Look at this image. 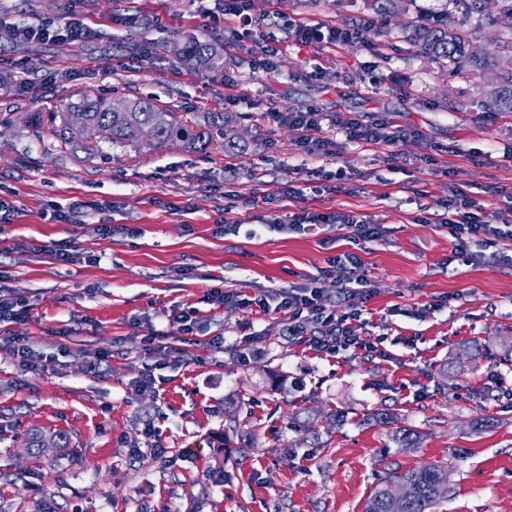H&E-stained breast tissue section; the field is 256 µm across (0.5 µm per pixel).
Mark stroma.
I'll return each instance as SVG.
<instances>
[{
    "label": "stroma",
    "mask_w": 512,
    "mask_h": 512,
    "mask_svg": "<svg viewBox=\"0 0 512 512\" xmlns=\"http://www.w3.org/2000/svg\"><path fill=\"white\" fill-rule=\"evenodd\" d=\"M229 4L0 0V200L13 210L0 223V267L27 304L0 337L28 339L47 359L27 372L0 348V512H362L381 479L425 465L451 472L434 512H512V223L500 259L478 266L452 259L440 222L452 187L497 220L512 195V113L487 111L482 83L402 41V25L446 14L448 0L387 17L370 0H246L249 32ZM63 14L93 38L9 37L11 25ZM298 18L363 41H290L271 70L253 69L268 25ZM186 34L223 45V73L179 62ZM230 82L239 99L228 105ZM89 87L117 104L153 98L210 138L201 149L105 142L88 155L31 128L28 113L61 111ZM285 105L327 112L324 154L305 153L275 118ZM350 117L414 135L357 144L338 127ZM75 201L73 222L55 218L54 205ZM304 209L350 212L386 234L353 243L333 224L276 231ZM63 242L71 261L52 253ZM348 252L364 263L356 326L373 352L319 353L275 308L211 300L216 288L253 298L306 284ZM174 308L202 320L183 344L190 363L157 370L155 390L136 393L147 339L168 331ZM94 350L112 355L105 375L86 371ZM150 423L159 439L145 435ZM37 427L68 447L32 454L23 438ZM402 429L419 435L416 447L396 441Z\"/></svg>",
    "instance_id": "35a3bbf8"
}]
</instances>
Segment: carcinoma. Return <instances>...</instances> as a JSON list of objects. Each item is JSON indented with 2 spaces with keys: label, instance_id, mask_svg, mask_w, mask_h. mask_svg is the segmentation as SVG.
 <instances>
[{
  "label": "carcinoma",
  "instance_id": "carcinoma-1",
  "mask_svg": "<svg viewBox=\"0 0 512 512\" xmlns=\"http://www.w3.org/2000/svg\"><path fill=\"white\" fill-rule=\"evenodd\" d=\"M382 15L409 13L414 0H372ZM453 10L439 22L416 25L411 22L402 27V39L429 61L438 64L448 74L467 71L482 81L491 78L497 89L487 97L485 108L493 112H512V0H452ZM473 15L486 17L499 26L501 39L493 53L476 55L471 52L473 38L463 29V21ZM179 59L197 69L221 70L224 68V49L217 43L188 35L175 49ZM80 102L67 112H52L44 119L40 112L28 115V122L37 134L49 130L64 146L72 143L68 128L72 113L84 116V149L97 150L100 139L106 138L120 147L138 149L142 146L141 132L152 127L156 132L155 146L180 141L190 147L206 144L208 132L198 129V124L178 113L158 105L150 98L130 101L124 112L113 110L112 100L93 90L79 93ZM25 445L40 454L46 447L65 448L67 438L33 429L25 436ZM450 471L446 466L429 465L392 474L376 485L367 497L363 512H431L443 498L444 487L449 484ZM412 488L411 496L395 499L398 484Z\"/></svg>",
  "mask_w": 512,
  "mask_h": 512
}]
</instances>
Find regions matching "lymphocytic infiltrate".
<instances>
[{
	"mask_svg": "<svg viewBox=\"0 0 512 512\" xmlns=\"http://www.w3.org/2000/svg\"><path fill=\"white\" fill-rule=\"evenodd\" d=\"M90 27L67 20H39L22 26L12 27L13 39L26 42L83 41L90 38ZM310 44L322 41L317 25L302 20H288L279 24L276 30L266 32L258 46L257 65H266L269 58L278 54L283 38ZM278 119L288 124L297 133V144L310 155L322 154L325 142L320 136L326 115L314 108H285L278 112ZM346 139L371 145L391 144L407 137L408 132L392 122L381 119L371 123L349 118L341 124ZM477 204L457 189H449L444 219L454 239L455 256H465L476 264L486 259L485 249L496 246L503 233L498 225L489 223L483 214L477 212ZM336 224L346 230L353 241H376L382 238L384 227L372 224L349 213L303 212L290 215L289 230L295 231L304 225ZM331 276L336 280L337 293L345 304L344 313H337L335 304L329 303L322 288L316 281L303 286H293L274 291L273 295H260L249 299L240 292L214 290L212 301L226 304L252 305L266 308L269 299H277V309L287 314L289 335L299 337L310 348L326 354H333L349 348H362L363 342L357 334L356 321L361 317V306L366 299L363 286L366 282L361 259L353 253L333 258L330 262ZM148 352L155 359L154 366L143 367L136 380L137 390L153 389L156 379L154 367L178 368L184 363L183 350L168 341L166 334H159L149 342Z\"/></svg>",
	"mask_w": 512,
	"mask_h": 512,
	"instance_id": "f902f5d3",
	"label": "lymphocytic infiltrate"
}]
</instances>
